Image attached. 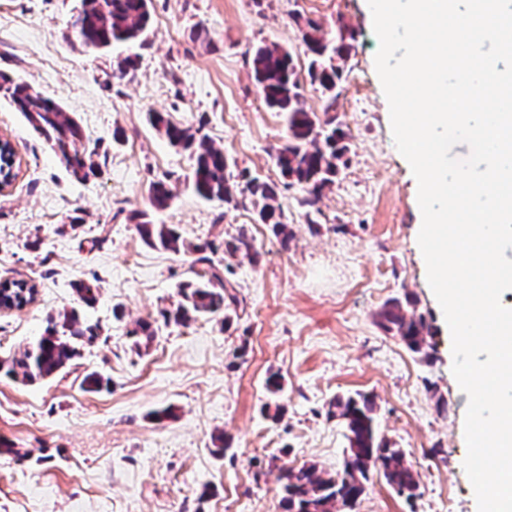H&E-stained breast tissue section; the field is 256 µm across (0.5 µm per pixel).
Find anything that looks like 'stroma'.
Here are the masks:
<instances>
[{
  "label": "stroma",
  "mask_w": 512,
  "mask_h": 512,
  "mask_svg": "<svg viewBox=\"0 0 512 512\" xmlns=\"http://www.w3.org/2000/svg\"><path fill=\"white\" fill-rule=\"evenodd\" d=\"M79 7L0 0V71L72 112L98 165L75 179L0 97V137L20 163L0 193V281L37 289L24 308L0 309V357L77 307L74 283L94 277L100 287L83 310L99 334L72 365L34 384L0 376V443L10 448L0 454V512H282V469H342L347 431L326 412L356 393L373 398L379 436L404 450L419 482L409 500L372 474L356 512H478L462 464L468 397L427 281L417 185L395 146L367 0H152L145 42L104 55L73 38ZM309 19L326 33L342 24L355 34L335 112L349 164L318 211L303 206L302 186L280 194L294 234L284 250L252 209L198 198L189 154L148 115L201 128L232 174L281 182L275 149L287 129L264 104L250 58L275 44L306 66L297 24ZM127 55L136 69L115 78ZM159 179L173 198L156 210L149 188ZM141 211L178 225L193 244L241 226L252 234L259 257L234 266L239 318L229 329L199 318L135 348V321L176 303L188 277L186 254L142 241ZM404 295L432 332L431 361L379 323L383 304ZM93 371L109 386L89 390ZM272 375L282 382L275 395L266 389ZM165 408L173 418L154 421ZM220 433L230 444L221 457L212 452Z\"/></svg>",
  "instance_id": "obj_1"
}]
</instances>
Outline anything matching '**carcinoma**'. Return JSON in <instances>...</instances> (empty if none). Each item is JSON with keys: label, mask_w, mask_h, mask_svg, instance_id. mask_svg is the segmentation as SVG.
<instances>
[{"label": "carcinoma", "mask_w": 512, "mask_h": 512, "mask_svg": "<svg viewBox=\"0 0 512 512\" xmlns=\"http://www.w3.org/2000/svg\"><path fill=\"white\" fill-rule=\"evenodd\" d=\"M150 4L151 0H82V17L74 37L82 46L104 54L115 44L138 42L150 23ZM300 33L309 58L307 76L325 97L322 114L307 108L301 93V71L287 49L259 46L252 55L251 67L265 104L285 116L288 141L275 154L276 165L287 179L283 188L295 184L304 187L307 196L303 204L314 208L324 189L335 183L346 166L348 134L336 123L332 112L336 111L338 87L350 51L347 40L352 33L344 26L337 27L334 33H322L313 21L306 22ZM0 96L43 136L53 152L66 162L73 177L83 180L95 170L96 164L82 150L81 126L59 102L6 73H0ZM150 122L172 147L193 158L192 184L200 198L220 201L233 209L252 207L259 221L270 227L281 249L289 248L292 233L283 222L280 187L276 183L253 177L238 191L227 173L228 158L207 135L194 132L173 116L160 112L150 113ZM170 199L165 181L152 183L151 200L155 208L167 207ZM138 230L144 242L153 248L191 255L192 278L180 285L177 303L160 311L164 325H185L199 317H208L223 328L229 327L238 304L231 292L230 276L234 274L231 260L257 254L255 240L248 230L241 226L236 234L224 239L222 264L213 259L214 243L187 244L173 224H154L144 219L138 222ZM75 290L82 305L91 307L97 302V280L80 281ZM379 319L384 330L398 337L411 352L424 360L430 358L426 340L428 325L424 316L417 313L413 299L406 296L386 301ZM158 331L155 323L142 320L130 335L135 337L134 344L139 348L148 345ZM96 336L94 328L84 325L75 309L58 320L51 317L43 335L20 354L0 358V374L24 383L48 378L78 357L81 346ZM327 415L341 420L347 430L349 448L343 471L325 477L314 464L285 470L282 474L285 512L352 510L363 496L365 483L374 470L399 495L408 499L416 497L418 481L411 466L402 449L378 436L373 403L368 396L338 397L329 404Z\"/></svg>", "instance_id": "cac0c4a2"}]
</instances>
